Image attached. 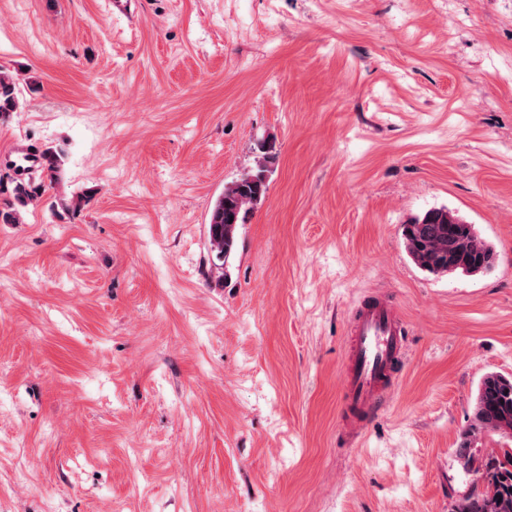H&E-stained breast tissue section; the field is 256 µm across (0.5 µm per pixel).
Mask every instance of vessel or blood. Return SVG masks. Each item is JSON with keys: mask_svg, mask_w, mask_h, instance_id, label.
<instances>
[{"mask_svg": "<svg viewBox=\"0 0 512 512\" xmlns=\"http://www.w3.org/2000/svg\"><path fill=\"white\" fill-rule=\"evenodd\" d=\"M350 333L343 398L348 410L345 425L356 431L390 389V373L404 353L406 338L394 309L380 304L362 311Z\"/></svg>", "mask_w": 512, "mask_h": 512, "instance_id": "b4317fda", "label": "vessel or blood"}]
</instances>
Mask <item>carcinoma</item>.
<instances>
[{"instance_id":"carcinoma-1","label":"carcinoma","mask_w":512,"mask_h":512,"mask_svg":"<svg viewBox=\"0 0 512 512\" xmlns=\"http://www.w3.org/2000/svg\"><path fill=\"white\" fill-rule=\"evenodd\" d=\"M18 79L0 71V121L17 111ZM276 154L273 145L258 144L254 167L224 186L215 201L208 221V244L213 266L222 269L234 253L238 231L249 214L265 200L267 173ZM45 188L41 184L18 182L12 190L13 200L0 210V222L20 223V209L38 200ZM405 250L413 263L433 275H471L489 270L496 262L492 247L446 208H431L410 218L403 226ZM491 432L504 443L512 442V376L489 373L483 377L473 410V421L463 433L460 456L468 468L486 472L487 484L480 493L460 497L452 512H512V448H502L482 460L471 452L477 438Z\"/></svg>"}]
</instances>
